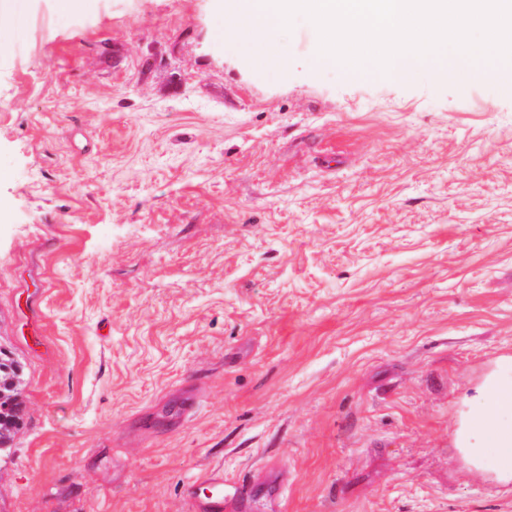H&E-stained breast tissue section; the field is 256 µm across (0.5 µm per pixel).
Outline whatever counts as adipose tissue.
Returning <instances> with one entry per match:
<instances>
[{"instance_id": "adipose-tissue-1", "label": "adipose tissue", "mask_w": 512, "mask_h": 512, "mask_svg": "<svg viewBox=\"0 0 512 512\" xmlns=\"http://www.w3.org/2000/svg\"><path fill=\"white\" fill-rule=\"evenodd\" d=\"M512 406V386H495L486 405L473 412L471 430L487 447L497 449L503 470L512 473V424L500 420L496 409Z\"/></svg>"}]
</instances>
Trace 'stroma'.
<instances>
[{
  "label": "stroma",
  "mask_w": 512,
  "mask_h": 512,
  "mask_svg": "<svg viewBox=\"0 0 512 512\" xmlns=\"http://www.w3.org/2000/svg\"><path fill=\"white\" fill-rule=\"evenodd\" d=\"M0 0V512H512L467 436L512 384V92L361 78L304 17ZM198 405L171 423L185 391ZM2 355L3 353L0 357V419L12 421L16 427L20 419V403L14 394V390H11L12 383L9 380L11 379L10 374L18 376L19 369L13 361L3 358ZM268 485L251 481L245 486H235L231 496L224 499V474L213 472L196 481L187 489V501L191 512H223L224 508L244 510L253 495Z\"/></svg>",
  "instance_id": "stroma-1"
}]
</instances>
